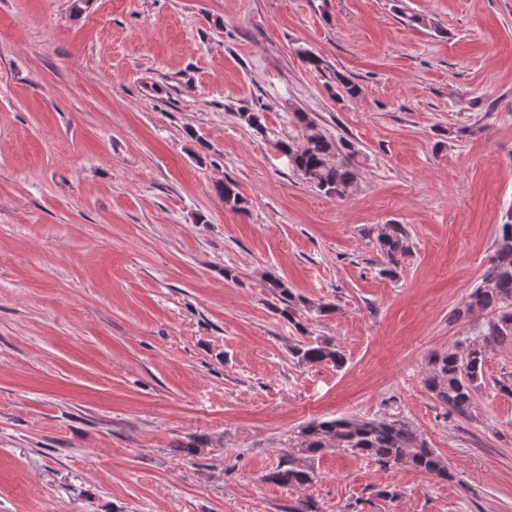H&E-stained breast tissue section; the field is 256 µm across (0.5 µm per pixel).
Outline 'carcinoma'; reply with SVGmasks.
Returning <instances> with one entry per match:
<instances>
[{"mask_svg": "<svg viewBox=\"0 0 512 512\" xmlns=\"http://www.w3.org/2000/svg\"><path fill=\"white\" fill-rule=\"evenodd\" d=\"M302 125L301 143L279 140L276 147L287 158L288 167L303 181L326 196L344 198L354 184L353 165L342 156L350 146L327 137L305 112L295 113ZM224 206L237 211L245 203L237 185L224 181L218 187ZM376 247L382 258V272L393 275L411 253L408 231L401 224L378 228ZM265 288L280 302L279 314L293 320L303 299L294 294L284 280L271 276ZM475 312L489 319L477 337L465 347H452L432 353L427 360L424 383L427 390L448 413L469 415L474 394L484 380V367L494 349L512 344V211L495 241V255L480 282L471 290L463 307L455 310L456 319H467ZM301 364H332L341 367L345 354L330 340L315 338L301 341L293 348ZM299 455H288L264 475V480L286 487H303L316 478L314 460L326 449L337 448L362 455L383 466L403 467L426 473L448 482L455 475L447 462L422 442L415 431L399 421L340 417L313 420L298 431Z\"/></svg>", "mask_w": 512, "mask_h": 512, "instance_id": "cac0c4a2", "label": "carcinoma"}]
</instances>
